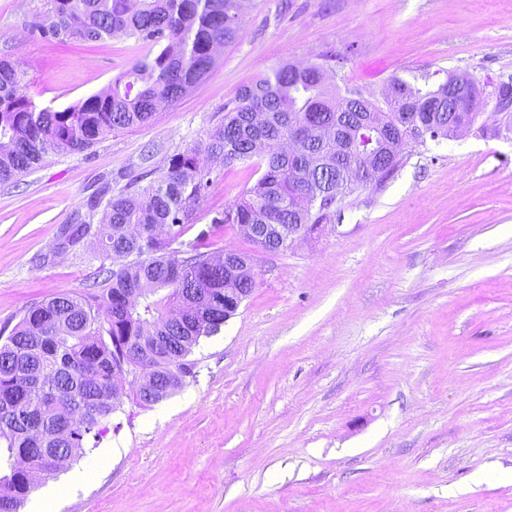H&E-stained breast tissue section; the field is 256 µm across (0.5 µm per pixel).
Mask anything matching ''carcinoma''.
<instances>
[{"label": "carcinoma", "mask_w": 512, "mask_h": 512, "mask_svg": "<svg viewBox=\"0 0 512 512\" xmlns=\"http://www.w3.org/2000/svg\"><path fill=\"white\" fill-rule=\"evenodd\" d=\"M241 0H47L34 22L39 35L58 43L102 41L123 34L149 49L107 90L63 110L38 107L27 95L25 73L0 60V185L37 168L50 154L88 150L108 134L151 121L160 105L179 101L214 64V47L229 45L240 26ZM447 83L422 91L393 78L383 103L357 91L328 93L321 67L284 65L244 87L224 106V123L209 135L207 153L224 164L262 170L238 201L212 219L219 224H320L336 199L355 191L361 165L342 175L322 160L336 151L322 132L342 138L364 125L398 132L422 124L428 136L448 138V109L428 111ZM208 171L195 150L170 159L166 172L147 185L135 179L117 193L107 186L89 213L66 224L56 248L85 239L99 258H127L92 274L83 297L61 292L28 308L0 344V500L25 501L35 489L15 470L30 465L41 449L57 448L66 459L97 447L121 407L112 395L123 350L138 351L142 336H172L166 355L143 356L157 389L134 388L140 406L163 398L165 381L180 387L193 374L186 360L202 336L224 325V263L203 250L205 234L174 243L197 221ZM365 184L387 179L373 173ZM99 221H94L96 212ZM264 251L278 250L273 231L248 237Z\"/></svg>", "instance_id": "obj_1"}]
</instances>
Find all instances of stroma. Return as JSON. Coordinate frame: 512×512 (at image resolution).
Here are the masks:
<instances>
[{"mask_svg": "<svg viewBox=\"0 0 512 512\" xmlns=\"http://www.w3.org/2000/svg\"><path fill=\"white\" fill-rule=\"evenodd\" d=\"M45 9L0 0V59L37 105L100 92L148 49L44 40L30 27ZM510 15L512 0H247L235 42L149 124L0 186V332L84 293L97 247L54 252L58 228L118 173L154 179L174 155L205 152L243 86L302 61L372 100L391 78L452 71L486 89L512 80ZM493 110L484 101L471 129L404 145L384 183L278 252L214 228L257 175L208 159L183 239L205 230L211 255L252 254L251 295L199 339L193 376L169 396L141 407L122 384L113 429L37 492L67 485L56 512H512V130Z\"/></svg>", "mask_w": 512, "mask_h": 512, "instance_id": "obj_1", "label": "stroma"}]
</instances>
